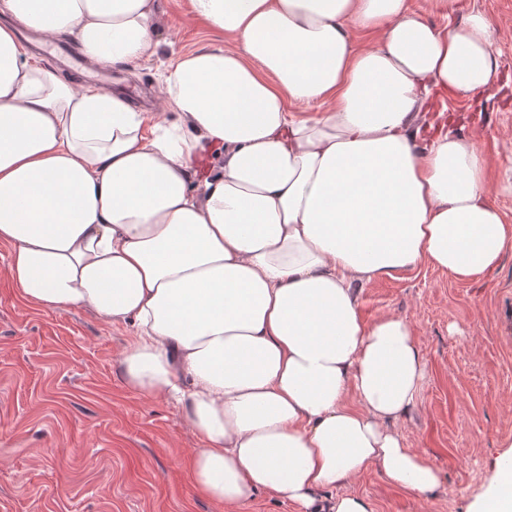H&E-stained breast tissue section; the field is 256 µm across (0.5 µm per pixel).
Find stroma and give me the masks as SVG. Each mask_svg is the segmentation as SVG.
Wrapping results in <instances>:
<instances>
[{
  "label": "stroma",
  "mask_w": 512,
  "mask_h": 512,
  "mask_svg": "<svg viewBox=\"0 0 512 512\" xmlns=\"http://www.w3.org/2000/svg\"><path fill=\"white\" fill-rule=\"evenodd\" d=\"M464 7L493 21L503 85L445 107L489 156L490 199L512 222V195L499 189L512 167V0ZM156 28V55L112 77L148 112L179 55L224 40L190 17L189 0H159ZM8 257L0 245V512H218L193 488L187 460L197 442L175 404L123 382L120 356L134 328L19 302ZM386 312L413 325L427 363L399 430L441 483L421 498L369 470L352 489L373 512H474L498 458L512 451V249L472 282L422 265L364 288L363 317Z\"/></svg>",
  "instance_id": "stroma-1"
}]
</instances>
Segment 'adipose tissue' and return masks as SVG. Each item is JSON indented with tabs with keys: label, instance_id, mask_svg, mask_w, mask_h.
Instances as JSON below:
<instances>
[{
	"label": "adipose tissue",
	"instance_id": "ef3b65f1",
	"mask_svg": "<svg viewBox=\"0 0 512 512\" xmlns=\"http://www.w3.org/2000/svg\"><path fill=\"white\" fill-rule=\"evenodd\" d=\"M190 4L224 41L179 56L146 112L51 74L18 30L132 63L154 53L158 0H0L15 296L135 327L124 383L176 402L191 481L218 507L373 512L348 489L370 468L428 496L439 471L397 429L425 358L404 317L363 319L360 294L421 265L472 281L512 248L477 139L456 116L421 133L435 91L499 83L494 25L437 26L407 0ZM315 102L328 110L292 111ZM477 512H512V453ZM231 512H297L291 504L280 503L265 496H259L248 505L238 507Z\"/></svg>",
	"mask_w": 512,
	"mask_h": 512
}]
</instances>
